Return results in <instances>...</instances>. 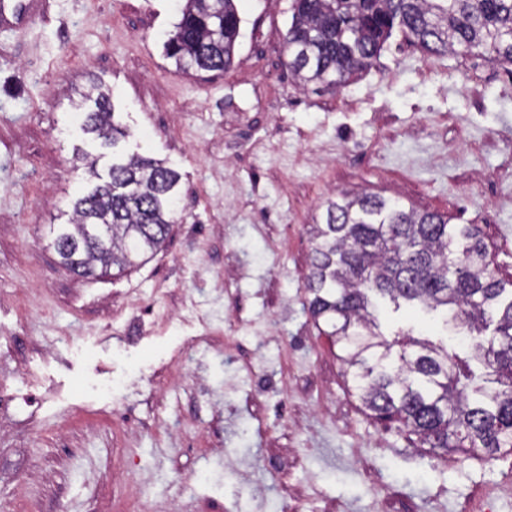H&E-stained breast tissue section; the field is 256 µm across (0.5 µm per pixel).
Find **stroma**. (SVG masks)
Returning <instances> with one entry per match:
<instances>
[{
    "instance_id": "35a3bbf8",
    "label": "stroma",
    "mask_w": 512,
    "mask_h": 512,
    "mask_svg": "<svg viewBox=\"0 0 512 512\" xmlns=\"http://www.w3.org/2000/svg\"><path fill=\"white\" fill-rule=\"evenodd\" d=\"M180 0H50L0 29V512H512V453L435 455L364 415L304 308L322 203L372 192L472 224L512 280V73L393 33L344 88L286 66L292 0H236L221 72L176 69ZM98 84L127 154L180 175L139 267L63 269ZM203 472L195 503L183 477Z\"/></svg>"
}]
</instances>
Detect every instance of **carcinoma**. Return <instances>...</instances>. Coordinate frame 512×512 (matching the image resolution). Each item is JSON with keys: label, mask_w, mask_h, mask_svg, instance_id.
Masks as SVG:
<instances>
[{"label": "carcinoma", "mask_w": 512, "mask_h": 512, "mask_svg": "<svg viewBox=\"0 0 512 512\" xmlns=\"http://www.w3.org/2000/svg\"><path fill=\"white\" fill-rule=\"evenodd\" d=\"M167 58L185 73L232 63L241 19L234 0H183ZM288 66L301 83L341 89L372 67L396 28L429 54L471 53L512 65V0H293ZM85 135L112 148L98 181L97 159L81 160L95 179L54 230L61 264L81 276L138 265L166 242L179 174L155 158L121 156L130 136L111 96L88 93ZM93 224L111 225L97 241ZM306 308L338 350L343 376L363 412L396 421L407 436L444 453L483 460L512 452V281L489 269L476 227L450 224L370 193L330 198L311 225ZM412 304L442 326L438 341L400 329L388 338L379 310Z\"/></svg>", "instance_id": "1"}]
</instances>
